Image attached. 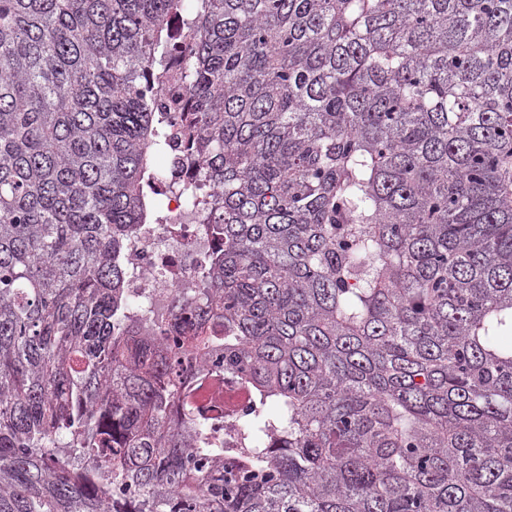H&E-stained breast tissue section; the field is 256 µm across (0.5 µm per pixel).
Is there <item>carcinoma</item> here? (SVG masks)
<instances>
[{"instance_id":"carcinoma-1","label":"carcinoma","mask_w":512,"mask_h":512,"mask_svg":"<svg viewBox=\"0 0 512 512\" xmlns=\"http://www.w3.org/2000/svg\"><path fill=\"white\" fill-rule=\"evenodd\" d=\"M189 140L224 250L162 343L125 253ZM511 166L512 0H0V512H512ZM190 98V93L188 90V86L186 84H169L164 87L161 92L157 95L156 101L161 106H166L170 109V105L173 104L174 100H177V104L181 108L182 112H172L174 115L178 117H188L191 112H183L187 110V103ZM173 107V105H171ZM171 110V109H170ZM221 392L224 404L217 396ZM194 401L198 409L217 419L219 425L223 423L226 448H239L240 424L256 407L251 391L235 376L223 371L220 377H209L195 389Z\"/></svg>"}]
</instances>
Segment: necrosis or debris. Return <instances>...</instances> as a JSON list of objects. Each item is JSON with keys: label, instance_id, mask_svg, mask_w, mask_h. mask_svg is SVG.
<instances>
[{"label": "necrosis or debris", "instance_id": "obj_1", "mask_svg": "<svg viewBox=\"0 0 512 512\" xmlns=\"http://www.w3.org/2000/svg\"><path fill=\"white\" fill-rule=\"evenodd\" d=\"M184 145H171L165 158L167 172L177 173L180 188L167 192L168 221L149 225L130 247L129 259L139 268L141 276L132 289L137 297L146 299L164 314V325L176 324L171 300L178 291L194 287L210 269L216 243L205 225L196 223L186 199V189L205 192L209 182L203 162L183 164ZM198 409L224 425L227 447L238 445L241 422L254 411L251 391L232 375L208 378L194 393Z\"/></svg>", "mask_w": 512, "mask_h": 512}]
</instances>
